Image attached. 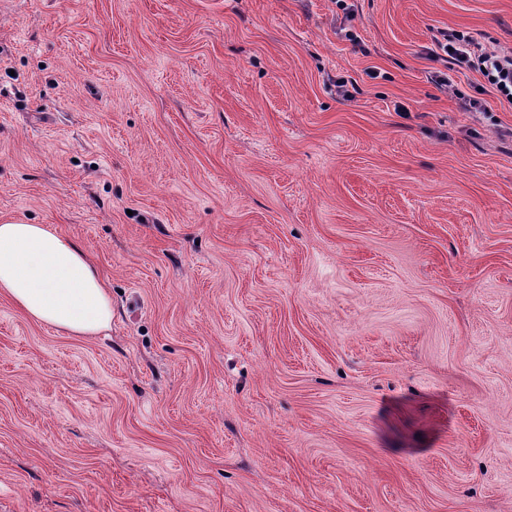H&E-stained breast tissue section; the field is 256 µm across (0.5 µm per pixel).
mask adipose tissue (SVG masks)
Returning a JSON list of instances; mask_svg holds the SVG:
<instances>
[{
	"instance_id": "ef3b65f1",
	"label": "adipose tissue",
	"mask_w": 512,
	"mask_h": 512,
	"mask_svg": "<svg viewBox=\"0 0 512 512\" xmlns=\"http://www.w3.org/2000/svg\"><path fill=\"white\" fill-rule=\"evenodd\" d=\"M0 297L76 336L110 329L112 298L87 253L49 224H0Z\"/></svg>"
}]
</instances>
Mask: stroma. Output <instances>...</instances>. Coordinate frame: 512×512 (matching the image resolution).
Instances as JSON below:
<instances>
[{
  "instance_id": "35a3bbf8",
  "label": "stroma",
  "mask_w": 512,
  "mask_h": 512,
  "mask_svg": "<svg viewBox=\"0 0 512 512\" xmlns=\"http://www.w3.org/2000/svg\"><path fill=\"white\" fill-rule=\"evenodd\" d=\"M353 3L0 0V223L112 297L0 299V512H512V105L428 79L512 0ZM0 297L76 336L111 328L112 298L87 253L50 224H0Z\"/></svg>"
}]
</instances>
